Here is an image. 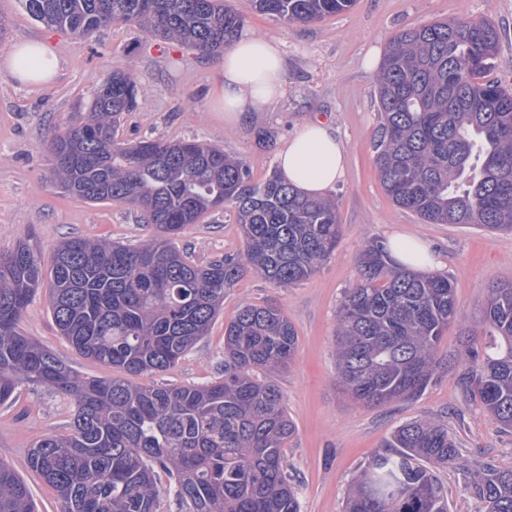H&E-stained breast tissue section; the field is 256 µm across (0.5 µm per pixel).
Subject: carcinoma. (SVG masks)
Listing matches in <instances>:
<instances>
[{
	"label": "carcinoma",
	"instance_id": "carcinoma-1",
	"mask_svg": "<svg viewBox=\"0 0 512 512\" xmlns=\"http://www.w3.org/2000/svg\"><path fill=\"white\" fill-rule=\"evenodd\" d=\"M34 20L85 39L116 21L203 54L230 47L246 16L226 0H21ZM287 24L342 13L354 0H251ZM500 33L484 19L435 20L398 32L377 77L383 123L375 169L391 200L430 224L512 232V90L484 80ZM131 73L115 69L85 116L46 146L55 183L89 202L140 209L156 233L138 247L73 237L50 268L20 243L0 253V404L32 383L70 398L65 435L37 439L33 471L61 512H300L284 448L295 425L274 374L297 334L272 303L246 304L224 326V378L204 385H138L168 371L208 334L224 289L248 269L283 288L316 272L341 237L336 201L309 197L274 172L252 182L244 160L197 140L117 139L137 105ZM234 206L245 248L205 265L173 237L208 212ZM359 281L337 312V381L367 407L412 400L447 365L437 347L457 320L453 282L415 273L381 241L359 257ZM60 334L120 377L74 370L18 324L44 279ZM454 357L463 400L512 429V283L489 288L481 321ZM368 462L345 512H448L435 470L458 461L448 425L418 419ZM169 478L159 489L160 474ZM483 512H512V468L487 462L471 484ZM0 512H36L25 481L0 461Z\"/></svg>",
	"mask_w": 512,
	"mask_h": 512
}]
</instances>
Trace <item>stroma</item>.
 Wrapping results in <instances>:
<instances>
[{"mask_svg": "<svg viewBox=\"0 0 512 512\" xmlns=\"http://www.w3.org/2000/svg\"><path fill=\"white\" fill-rule=\"evenodd\" d=\"M229 3L247 16L246 31L279 40L288 61L283 97L243 126L227 124L215 104L223 53L205 56L188 46L164 44L123 22L77 39L32 19L21 0H0L7 23L0 36V252L25 241L47 262L53 248L71 237L104 238L129 247L149 239L153 229L133 207L92 204L63 192L52 180L44 150L55 132L84 113L113 68L130 70L139 89L138 107L125 116L118 139L211 142L242 158L256 183L276 169L278 147L302 124L330 120L347 152L345 176L331 192L342 227L336 249L313 276L292 288L244 272L225 290L223 310L208 336L175 367L139 382L190 386L222 377L225 324L241 305L276 304L298 336L292 364L274 381L295 424L284 455L301 512H343L352 481L384 449L395 428L421 418L447 423L459 449L457 465L437 473L448 512H475L469 482L485 461L512 467V432L464 404L450 370L411 402L368 408L351 401L336 383V312L358 280L365 245L374 239L389 242L396 234L427 242L439 261L438 274L455 283L459 320L443 336L440 355L464 341L489 288L512 282V233L427 224L386 195L374 166L382 123L375 97L378 72L366 67L368 57L382 58L401 30L436 19L482 18L501 32L488 77L506 81L512 76V0H357L347 12L305 25L259 15L250 0ZM40 38L53 45L59 73L47 85L21 84L3 59L14 43ZM175 243L200 264L239 255L243 239L235 209L206 214ZM19 330L77 371L113 374L82 357L57 332L46 294L28 305ZM72 417L66 396L32 384L19 385L14 400L0 405V460L24 479L38 512H60V504L28 467L27 450L40 436L67 433Z\"/></svg>", "mask_w": 512, "mask_h": 512, "instance_id": "stroma-1", "label": "stroma"}]
</instances>
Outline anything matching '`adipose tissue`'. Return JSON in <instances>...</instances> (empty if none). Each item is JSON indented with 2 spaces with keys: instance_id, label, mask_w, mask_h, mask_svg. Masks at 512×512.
I'll return each instance as SVG.
<instances>
[{
  "instance_id": "adipose-tissue-1",
  "label": "adipose tissue",
  "mask_w": 512,
  "mask_h": 512,
  "mask_svg": "<svg viewBox=\"0 0 512 512\" xmlns=\"http://www.w3.org/2000/svg\"><path fill=\"white\" fill-rule=\"evenodd\" d=\"M11 74L26 85L51 83L59 68L52 48L41 40L15 45L6 56ZM287 60L277 41L246 33L224 53L217 100L227 123L239 125L284 93ZM286 182L309 196L332 190L345 174L346 150L330 123H305L277 151Z\"/></svg>"
}]
</instances>
